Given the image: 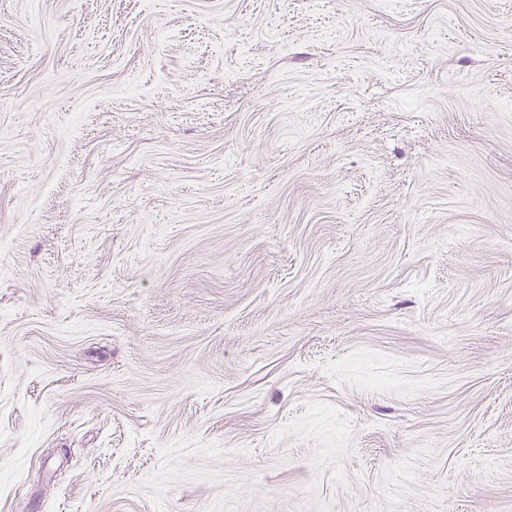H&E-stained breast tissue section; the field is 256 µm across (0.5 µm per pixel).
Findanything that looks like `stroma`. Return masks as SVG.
I'll list each match as a JSON object with an SVG mask.
<instances>
[{"label": "stroma", "instance_id": "stroma-1", "mask_svg": "<svg viewBox=\"0 0 512 512\" xmlns=\"http://www.w3.org/2000/svg\"><path fill=\"white\" fill-rule=\"evenodd\" d=\"M0 512H512V0H0Z\"/></svg>", "mask_w": 512, "mask_h": 512}]
</instances>
